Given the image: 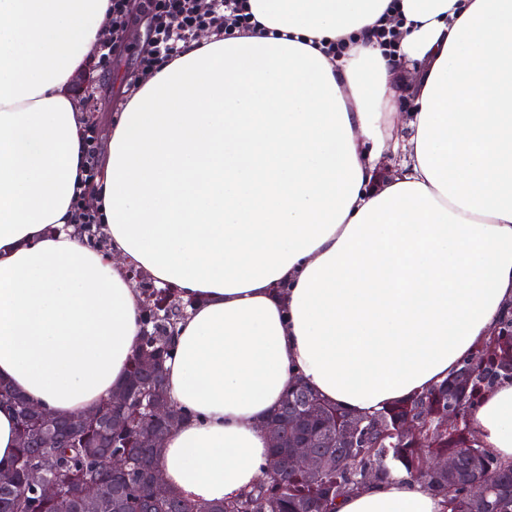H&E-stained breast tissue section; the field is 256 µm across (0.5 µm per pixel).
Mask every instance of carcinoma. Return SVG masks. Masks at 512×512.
<instances>
[{"label":"carcinoma","mask_w":512,"mask_h":512,"mask_svg":"<svg viewBox=\"0 0 512 512\" xmlns=\"http://www.w3.org/2000/svg\"><path fill=\"white\" fill-rule=\"evenodd\" d=\"M129 277L142 290L144 325L128 376L136 382L133 405L127 410L129 426L107 432L92 422L72 433L64 419L49 412H29L21 396L0 384V400L11 403L16 411L19 438L14 459L5 465L14 472L16 483L9 488L0 486V512H78L79 500L89 487L105 504L101 512H334L336 502L346 493L371 482H386L395 469L406 471L433 495L446 499L451 512H512V465L492 457L470 429L471 412L482 394L498 381L512 379V335L488 337L467 360V377L458 370L412 401L395 403L361 419L357 447L323 449L331 464L318 477L290 470L206 507L170 493L154 497L145 478L146 472L157 466L161 449L143 447L157 428L148 411V398L154 385L164 381L163 362L172 353L168 339L192 302L178 299L173 288L154 287L138 267H130ZM145 353L157 362L158 371L153 375L139 370ZM304 397L315 399L317 395L303 383H295L278 413H289ZM450 406L457 409L459 422L436 437L431 447L415 448L400 433L408 420L432 426L434 416ZM324 408L326 426L355 419L333 405ZM49 430L64 435L61 445L51 449L57 468L50 477L61 487L60 496L53 499L42 497L25 482L29 466L40 452L38 443ZM443 456H452L457 462L453 484L448 483V475L431 467L430 458ZM473 479H481L487 486L479 508L467 493Z\"/></svg>","instance_id":"cac0c4a2"}]
</instances>
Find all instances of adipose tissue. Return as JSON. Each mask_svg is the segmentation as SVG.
I'll list each match as a JSON object with an SVG mask.
<instances>
[{"label": "adipose tissue", "instance_id": "1", "mask_svg": "<svg viewBox=\"0 0 512 512\" xmlns=\"http://www.w3.org/2000/svg\"><path fill=\"white\" fill-rule=\"evenodd\" d=\"M138 79L71 221L77 74L108 0H0V382L54 415L123 386L143 333L133 263L193 300L165 364L187 420L159 468L213 503L258 483L289 384L364 416L447 380L512 315V0H246ZM395 32L387 51L380 26ZM419 62L400 111L401 60ZM471 427L512 463V380ZM336 512H450L406 473Z\"/></svg>", "mask_w": 512, "mask_h": 512}]
</instances>
